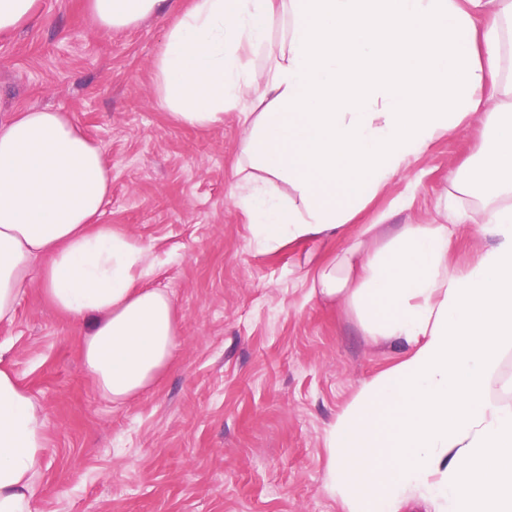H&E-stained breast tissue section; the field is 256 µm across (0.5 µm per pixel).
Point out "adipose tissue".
Wrapping results in <instances>:
<instances>
[{
	"label": "adipose tissue",
	"mask_w": 512,
	"mask_h": 512,
	"mask_svg": "<svg viewBox=\"0 0 512 512\" xmlns=\"http://www.w3.org/2000/svg\"><path fill=\"white\" fill-rule=\"evenodd\" d=\"M493 6L478 31L473 13ZM113 30L173 14L157 61L159 93L191 127L242 104L236 194L265 245L335 235L411 157L492 103L509 112L468 172L493 202L492 244L448 266L445 224H403L387 245L351 244L318 268L311 292L353 306L364 332L403 349L363 384L326 434L341 467L328 487L347 512H399L423 496L438 512H512V408L485 385L512 343V81L498 80L501 20L512 0H88ZM291 17L265 73L246 56ZM263 111H254V104ZM291 186L298 202L278 196ZM112 188L101 150L68 113L0 121V322L31 280L68 315L100 394L115 404L168 367L179 321L170 294L144 281L146 250L99 224ZM41 412L0 368V512H32L45 461Z\"/></svg>",
	"instance_id": "ef3b65f1"
}]
</instances>
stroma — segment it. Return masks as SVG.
Here are the masks:
<instances>
[{
    "mask_svg": "<svg viewBox=\"0 0 512 512\" xmlns=\"http://www.w3.org/2000/svg\"><path fill=\"white\" fill-rule=\"evenodd\" d=\"M42 18L0 33V118L74 113L112 169L99 221L138 241L153 287L175 301L180 333L155 385L123 406L103 398L82 338L38 282L0 324V364L42 411L45 463L33 512H345L327 487V430L399 347L374 340L344 303L310 291L311 274L373 225L457 226L456 269L491 241L474 227L487 200L465 182L494 123L493 105L437 139L338 230L260 244L233 195L245 128L237 109L211 127L176 121L157 89L172 17L100 27L86 0H40Z\"/></svg>",
    "mask_w": 512,
    "mask_h": 512,
    "instance_id": "35a3bbf8",
    "label": "stroma"
}]
</instances>
